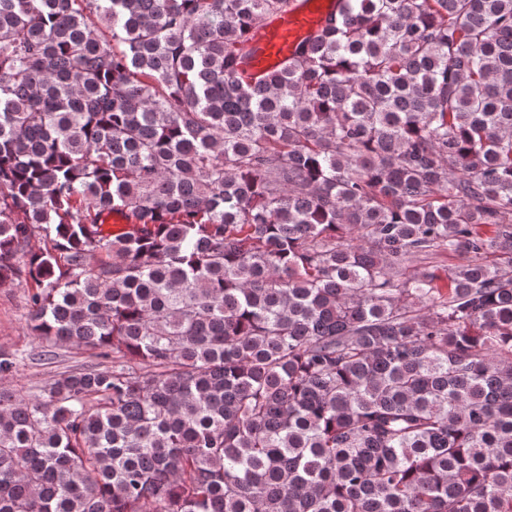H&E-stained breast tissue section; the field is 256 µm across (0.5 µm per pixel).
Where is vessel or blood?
I'll list each match as a JSON object with an SVG mask.
<instances>
[{
  "label": "vessel or blood",
  "mask_w": 512,
  "mask_h": 512,
  "mask_svg": "<svg viewBox=\"0 0 512 512\" xmlns=\"http://www.w3.org/2000/svg\"><path fill=\"white\" fill-rule=\"evenodd\" d=\"M337 4L338 0H294L287 12L262 19L254 30L259 50L248 63L249 73L259 77L288 63L299 45L335 13Z\"/></svg>",
  "instance_id": "1"
}]
</instances>
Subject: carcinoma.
Returning a JSON list of instances; mask_svg holds the SVG:
<instances>
[{
	"instance_id": "obj_1",
	"label": "carcinoma",
	"mask_w": 512,
	"mask_h": 512,
	"mask_svg": "<svg viewBox=\"0 0 512 512\" xmlns=\"http://www.w3.org/2000/svg\"><path fill=\"white\" fill-rule=\"evenodd\" d=\"M292 2L0 0V512H512V0ZM337 4V0H294L287 12L262 19L254 30L260 49L249 61L248 72L260 77L288 63L299 45L336 12ZM24 311L22 288H0V348L40 350L37 340L23 334ZM55 350L60 354L56 363L46 365L36 360L26 361L13 373L0 378V384L13 385L17 388L24 387V389L33 388V386L46 380L57 371L64 370V367L80 368L92 361L85 350L74 346L63 344Z\"/></svg>"
}]
</instances>
